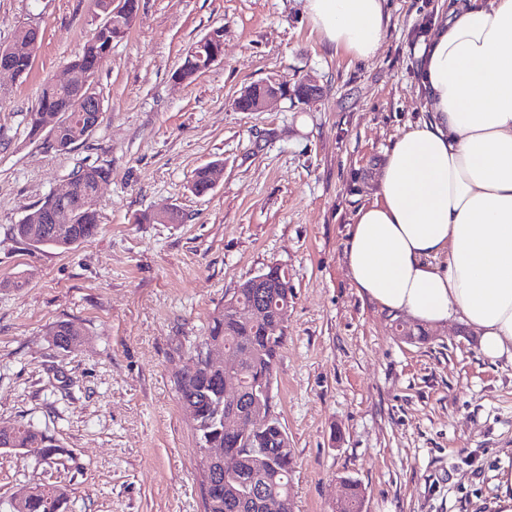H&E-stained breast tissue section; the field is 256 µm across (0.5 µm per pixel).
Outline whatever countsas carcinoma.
I'll use <instances>...</instances> for the list:
<instances>
[{
    "label": "carcinoma",
    "mask_w": 512,
    "mask_h": 512,
    "mask_svg": "<svg viewBox=\"0 0 512 512\" xmlns=\"http://www.w3.org/2000/svg\"><path fill=\"white\" fill-rule=\"evenodd\" d=\"M130 12L117 23L99 25L82 51L69 62L72 70L95 76L112 55V43L124 36L132 25L139 9V0H129ZM211 40L201 38L186 52L183 63L176 70L181 78L192 81L200 68L207 65L213 51L224 53V29L213 30ZM35 51L25 55L12 56L9 62L20 78L28 76ZM80 92L54 87H43L35 104L25 113L24 123L27 135L32 140L40 139L42 133H55L57 139L50 146L58 151H67L85 142L89 135L80 128L79 122L67 124V120L78 114ZM212 162L197 168L189 181L190 189L197 195H204L213 189ZM72 191L69 197L57 199L48 197L38 212L42 219L39 224L19 221L13 232L21 241L34 246H50L70 250L95 237L100 230L97 205L88 198L97 192L100 183L108 180L111 171L102 166H80L72 172ZM281 282L276 289L277 301L293 303L294 288L288 274L281 272ZM237 303L251 305L260 310L259 318L248 321L234 312L220 308L212 315L203 335L188 344L187 353L199 355L213 344H224L246 355V362L240 371L239 409L245 411L253 397H262L273 391L274 373L282 356L287 340V325L277 330L270 329L275 310L257 302V289L250 287L246 280L236 289ZM57 348L74 352L83 343V336H72L69 323L60 322L52 327ZM180 405L187 412L196 415L197 427L193 428L195 440H204L212 448H227L235 455V468L228 478L219 477L218 484L202 496L204 512H261L252 498L253 487L265 495L278 500V512H294L291 492L294 461L291 448L283 447L280 430L266 426L255 433L243 435L224 430V373L198 362L187 366L184 374L175 381ZM0 448H18L21 453L33 455L47 466L56 464L59 445L52 435L29 422H16L12 432L0 433ZM343 498L334 512H361L358 501L364 499L361 485L353 479L342 481ZM32 492L25 500L12 507L11 512H59L67 500L66 487L54 493L35 482Z\"/></svg>",
    "instance_id": "cac0c4a2"
}]
</instances>
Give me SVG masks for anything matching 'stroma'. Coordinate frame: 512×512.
<instances>
[{"label":"stroma","instance_id":"1","mask_svg":"<svg viewBox=\"0 0 512 512\" xmlns=\"http://www.w3.org/2000/svg\"><path fill=\"white\" fill-rule=\"evenodd\" d=\"M446 8L386 0V35L359 60L320 40L302 0H139L95 79L101 124L58 152L28 139L24 115L91 38L94 0H0V44L30 22L42 34L26 78L0 74V425L28 421L60 442L61 512H203L174 381L225 297L273 264L295 293L274 381L295 512H331L347 478L364 512H494L512 475V363L484 357L454 320L401 339L343 258L388 148L423 112L416 50ZM219 27L221 61L175 82ZM308 76L320 94L303 102L291 92ZM265 82L288 96L238 111L240 92ZM216 160L218 184L192 194L193 170ZM84 164L112 170L99 233L65 252L16 239L13 224ZM166 203L184 223L152 221ZM65 320L84 334L74 353L50 341ZM44 472L0 448V512Z\"/></svg>","mask_w":512,"mask_h":512}]
</instances>
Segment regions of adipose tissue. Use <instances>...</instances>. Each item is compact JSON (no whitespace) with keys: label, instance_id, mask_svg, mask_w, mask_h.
I'll list each match as a JSON object with an SVG mask.
<instances>
[{"label":"adipose tissue","instance_id":"obj_1","mask_svg":"<svg viewBox=\"0 0 512 512\" xmlns=\"http://www.w3.org/2000/svg\"><path fill=\"white\" fill-rule=\"evenodd\" d=\"M322 41L372 58L385 0H305ZM424 115L386 153L344 261L360 297L435 328L457 320L512 362V0H451L418 48Z\"/></svg>","mask_w":512,"mask_h":512}]
</instances>
